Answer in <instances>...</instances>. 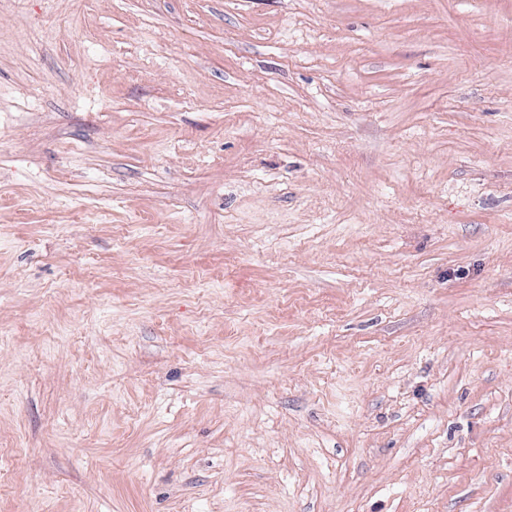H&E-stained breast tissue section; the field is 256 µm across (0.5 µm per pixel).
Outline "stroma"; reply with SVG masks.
Listing matches in <instances>:
<instances>
[{"label": "stroma", "instance_id": "obj_1", "mask_svg": "<svg viewBox=\"0 0 512 512\" xmlns=\"http://www.w3.org/2000/svg\"><path fill=\"white\" fill-rule=\"evenodd\" d=\"M0 512H512V0H0Z\"/></svg>", "mask_w": 512, "mask_h": 512}]
</instances>
